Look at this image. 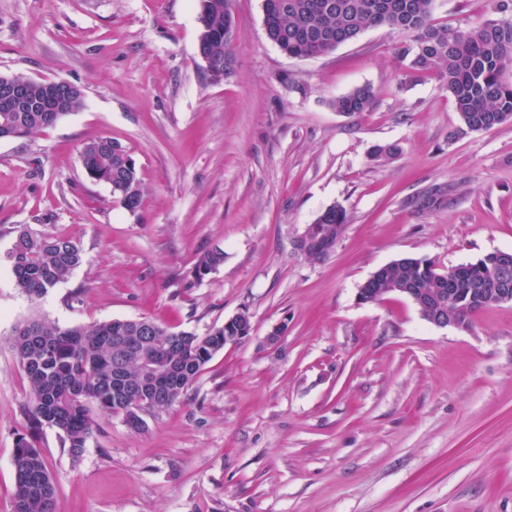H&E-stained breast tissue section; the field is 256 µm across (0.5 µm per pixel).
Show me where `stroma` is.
I'll use <instances>...</instances> for the list:
<instances>
[{"mask_svg":"<svg viewBox=\"0 0 512 512\" xmlns=\"http://www.w3.org/2000/svg\"><path fill=\"white\" fill-rule=\"evenodd\" d=\"M234 72L205 75L199 0H0V74L66 80L84 106L0 140V512L31 400L15 327L148 317L205 335L248 312L172 405L129 430L101 417L83 457L44 429L37 447L60 512H512V304L439 328L399 295L358 290L403 256L440 269L512 251V121L459 133L437 73L405 76L410 35L385 27L309 58L266 36L262 0H231ZM486 0H435L433 17L476 26ZM369 87L368 111L331 102ZM134 159L129 212L90 179L84 143ZM395 143L392 159H372ZM444 203L416 210L432 185ZM348 223L322 261L298 240L330 205ZM67 236L85 261L43 299L15 288V230ZM224 261L196 278L199 257ZM285 322L277 344L266 336Z\"/></svg>","mask_w":512,"mask_h":512,"instance_id":"35a3bbf8","label":"stroma"}]
</instances>
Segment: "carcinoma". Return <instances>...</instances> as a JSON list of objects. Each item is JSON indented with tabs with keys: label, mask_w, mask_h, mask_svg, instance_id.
Masks as SVG:
<instances>
[{
	"label": "carcinoma",
	"mask_w": 512,
	"mask_h": 512,
	"mask_svg": "<svg viewBox=\"0 0 512 512\" xmlns=\"http://www.w3.org/2000/svg\"><path fill=\"white\" fill-rule=\"evenodd\" d=\"M434 0H263L268 38L291 57H314L333 52L357 40L366 30L386 26L407 33L411 42L400 54L409 59L410 77L437 71L452 95L462 130H491L512 120V83L502 79L512 66V0H488L495 17L477 27L440 25L432 17ZM198 49L224 61V77L234 72L231 40L233 25L228 0H200ZM37 112L0 114L4 137L23 138L55 125L66 112H43L48 96L44 80L29 82ZM373 104L366 86L337 97L333 108L344 114L365 112ZM127 150L103 138L80 150L90 178L107 185L139 182L136 165H125ZM436 186L416 201L423 210L444 200ZM316 224H347L346 211L334 204L314 220ZM79 245L62 236H38L27 227L16 230L11 251L14 285L37 301L81 266ZM224 262V251L203 253L196 266L201 279ZM436 264L410 256L391 264L381 288L395 279L411 288L430 290ZM448 287L494 295L512 289V253L494 251L480 259L447 270ZM140 334L136 324L112 319L82 328H62L43 319L29 320L14 331L11 345L31 386L33 398L24 408L27 434L19 437L13 453L15 512H57L58 486L37 434L55 428L64 436L76 462L98 426L97 417L118 414L133 431L147 422L144 404L160 409L176 402L198 379L214 354L224 350V329L204 336L174 331L156 321Z\"/></svg>",
	"instance_id": "obj_1"
}]
</instances>
